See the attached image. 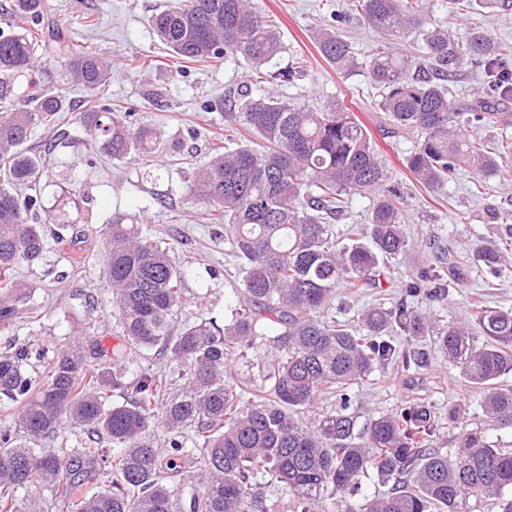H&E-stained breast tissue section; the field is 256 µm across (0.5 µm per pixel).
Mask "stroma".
<instances>
[{
	"mask_svg": "<svg viewBox=\"0 0 512 512\" xmlns=\"http://www.w3.org/2000/svg\"><path fill=\"white\" fill-rule=\"evenodd\" d=\"M45 3L42 37L49 53L39 65L42 84L63 95L74 110H82L89 97L68 80L64 59L54 52V36L60 32L77 44L102 50L112 59L106 96L115 108L135 107L140 124L160 131L164 150L153 164L161 170L156 179L149 175V166L138 160L106 159L86 166L83 131L68 120L32 134L26 147L46 161L41 184L47 208L70 212L75 222L68 236L86 234L89 246L76 268L70 266L67 250L57 246L40 266L17 269V277L31 285L35 316L18 319L9 335L52 352L70 340L74 322L93 317L99 321L94 344L106 350L123 344L98 236L101 226L118 212L142 223L154 237L176 249L185 279L174 328L202 315L223 318L228 305L237 299L243 274L224 239L223 226L209 223L204 205L193 196L192 172L195 164L206 160L213 143L240 142V133L226 119L224 109L228 99L237 97L250 68L233 57L206 63L174 57L150 25L152 16L170 0ZM431 3L435 22L448 27L454 37L481 31L495 40L512 42L511 10L476 7L456 17L448 13V0ZM255 4L275 23L283 43L282 51L265 65V72L285 70L300 57L307 60L301 77L279 86V93L318 106L344 102L369 129L392 182L404 197L409 249L392 261L379 288L354 299L349 321H356L358 312L367 307L392 303L402 281L411 275L429 268L447 272L450 256L469 255L477 237L503 234L499 216L512 213V189H500L464 166L457 168L441 191L421 186L406 168V158L416 144L414 135L390 133L376 95H354L367 84L364 70L336 71L319 54L312 34L331 26L346 33L360 55L383 48L381 37L350 18L351 0H255ZM340 13L345 16L341 22L336 19ZM192 130L197 133L193 139L188 136ZM61 270L68 273L62 282L56 279ZM478 297L491 307L512 306V267L497 275L471 268L464 287L450 289L440 302L422 301L418 307L445 324L467 319L471 302ZM421 345L432 352L426 366L405 374L374 372L356 387L354 408L365 417L421 399L444 419L449 406H458L457 424L441 429L436 441L442 453L452 455L461 432L479 425L482 396L468 386L457 368L434 352L432 337H423Z\"/></svg>",
	"mask_w": 512,
	"mask_h": 512,
	"instance_id": "1",
	"label": "stroma"
}]
</instances>
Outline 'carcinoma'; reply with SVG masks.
<instances>
[{
    "label": "carcinoma",
    "instance_id": "cac0c4a2",
    "mask_svg": "<svg viewBox=\"0 0 512 512\" xmlns=\"http://www.w3.org/2000/svg\"><path fill=\"white\" fill-rule=\"evenodd\" d=\"M477 1L512 9V0H448L451 12ZM361 21L388 41L422 37L431 69L446 74L466 60L489 76L483 95L469 102L413 69L405 54L381 51L357 62L354 44L334 29L314 34L320 54L339 71L366 70L379 91L388 124L415 135L406 167L423 187L438 190L464 165L500 186H512V135L490 145L465 125H511L512 43L472 32L455 41L432 23L427 0H354ZM43 0H12L0 15V101L20 106L0 112V332L30 310L21 265L40 264L52 243L79 244L53 228L66 214L42 219L40 173L44 158L25 148L36 129L55 125L65 99L36 77ZM159 40L189 60L240 57L261 74L280 53L279 31L252 0H175L152 17ZM68 76L92 106L73 116L82 126L84 160H123L159 151L161 133L137 125V112H118L102 87L112 79L105 56L56 36ZM228 118L253 139L234 149L218 146L200 166L193 194L212 224L224 225L232 257L244 273L230 315L171 332L181 302L184 272L174 251L117 214L102 229L104 272L124 336L113 354L83 340L95 320L75 328L77 339L58 348L43 371L29 372L33 351L22 345L0 354V512H38L28 489H47L66 512H276L261 487L288 485L291 512H326L323 498L357 495L374 472L397 487L344 512H459L468 496L486 499L492 512H512V448L487 431L512 430V308L477 301L468 323L436 328L412 300L435 301L447 292L440 275L424 270L389 308L372 307L353 331L336 318L345 311L336 291L357 295L379 285L385 263L409 246L403 231V196L358 116L340 103L301 105L273 91L247 88L231 102ZM372 195L364 224H349L338 240L326 218L345 212L354 195ZM512 262V244L480 242L473 260L455 262L462 277L470 264L492 274ZM415 340L435 334L448 363L484 393L485 429L460 435L454 459L435 450L438 420L423 401L405 404L358 424L349 412L352 388L374 371L403 372L427 362L423 350L399 348L388 332ZM272 358L263 383L228 377L231 363L256 345ZM157 348L169 370L139 367L142 352ZM120 370L109 373L103 362ZM118 393L122 401L112 400ZM336 399L337 407L318 410ZM85 430L69 451L67 425ZM104 477L93 493L86 485ZM191 478L197 488L179 498L170 482Z\"/></svg>",
    "mask_w": 512,
    "mask_h": 512
}]
</instances>
